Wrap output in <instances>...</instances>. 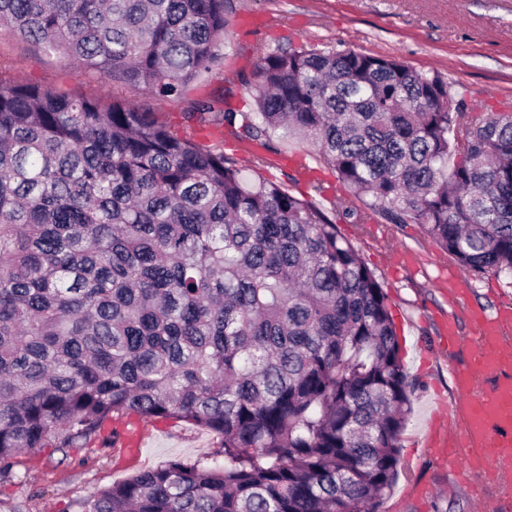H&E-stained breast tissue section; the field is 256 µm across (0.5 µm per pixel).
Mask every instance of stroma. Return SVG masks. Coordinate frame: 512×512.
Wrapping results in <instances>:
<instances>
[{"label":"stroma","instance_id":"obj_1","mask_svg":"<svg viewBox=\"0 0 512 512\" xmlns=\"http://www.w3.org/2000/svg\"><path fill=\"white\" fill-rule=\"evenodd\" d=\"M224 64L192 84L189 97L224 90L249 96L256 49L264 44H341L396 56L443 76L468 107L512 106V0H232ZM0 71L14 80L61 91L84 90L111 101L112 85L88 77L57 55L31 47L0 27ZM342 235L375 272L388 298L401 358L415 385L399 438L398 477L379 512H480L475 493L430 455L440 405L456 399L455 373L467 354L448 349L445 326L468 330L474 309H512V278L474 276L416 224H340ZM136 458L121 449L82 448L73 461L45 449L20 453L11 480L0 483V512H79L77 501L137 471L175 458L210 456V432L184 421L142 420Z\"/></svg>","mask_w":512,"mask_h":512}]
</instances>
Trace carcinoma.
Here are the masks:
<instances>
[{
  "label": "carcinoma",
  "mask_w": 512,
  "mask_h": 512,
  "mask_svg": "<svg viewBox=\"0 0 512 512\" xmlns=\"http://www.w3.org/2000/svg\"><path fill=\"white\" fill-rule=\"evenodd\" d=\"M228 0H0V26L158 100L0 77V481L67 460L115 416L186 421L223 460L174 459L82 512H378L415 384L387 297L339 221L418 224L512 277V109L349 48L264 47L253 104L186 96L220 65ZM299 139L350 194L247 176L198 130ZM125 97L141 108L161 112L171 122H179L181 120V104L178 100H156L150 97L145 91L134 88L128 89L125 93Z\"/></svg>",
  "instance_id": "1"
}]
</instances>
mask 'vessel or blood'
I'll return each mask as SVG.
<instances>
[{
  "mask_svg": "<svg viewBox=\"0 0 512 512\" xmlns=\"http://www.w3.org/2000/svg\"><path fill=\"white\" fill-rule=\"evenodd\" d=\"M474 349L456 377L459 397L432 452L449 471L478 477L483 512L512 495V312L471 315Z\"/></svg>",
  "mask_w": 512,
  "mask_h": 512,
  "instance_id": "b4317fda",
  "label": "vessel or blood"
}]
</instances>
